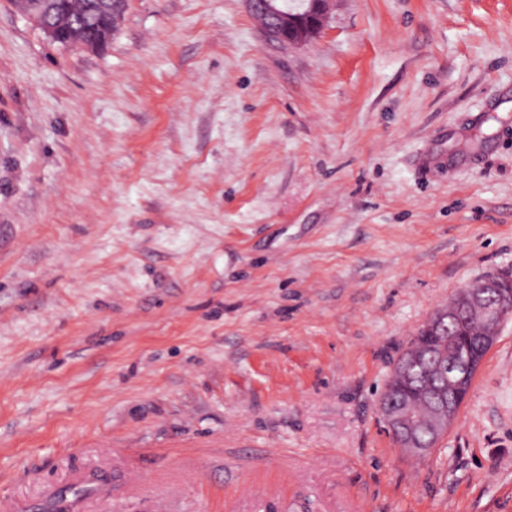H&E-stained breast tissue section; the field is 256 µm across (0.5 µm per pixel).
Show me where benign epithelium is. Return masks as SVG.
<instances>
[{
  "label": "benign epithelium",
  "instance_id": "obj_1",
  "mask_svg": "<svg viewBox=\"0 0 512 512\" xmlns=\"http://www.w3.org/2000/svg\"><path fill=\"white\" fill-rule=\"evenodd\" d=\"M332 0H246L248 11L258 26L269 36L291 45H302L316 38L325 26ZM126 0H101L102 34L87 41L68 11L67 0L31 3L22 13L32 19L54 43L97 49L104 46L113 28L121 21ZM477 311L484 326L474 349L453 347L448 350V336L443 333L448 319L461 320ZM512 318V285L504 288L494 276H484L459 289L448 299V305L437 310L424 325L427 333L436 337L434 349L427 352L416 346L407 347L393 364L378 400V411L396 440L397 447L413 456H427L437 445L460 412V403L453 397L459 372L471 371L480 365L478 354H486L495 344L502 325ZM448 359V391L430 388L434 404L429 412L428 432L434 441L426 444L419 438V421L412 400L404 396L402 379L407 365H418L426 359Z\"/></svg>",
  "mask_w": 512,
  "mask_h": 512
}]
</instances>
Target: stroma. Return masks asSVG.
Returning <instances> with one entry per match:
<instances>
[{
    "instance_id": "stroma-1",
    "label": "stroma",
    "mask_w": 512,
    "mask_h": 512,
    "mask_svg": "<svg viewBox=\"0 0 512 512\" xmlns=\"http://www.w3.org/2000/svg\"><path fill=\"white\" fill-rule=\"evenodd\" d=\"M512 275V0H128L98 50L0 0V503L512 512V319L436 450L377 398ZM333 0H246L248 11L269 36L291 45L316 38L325 26Z\"/></svg>"
}]
</instances>
